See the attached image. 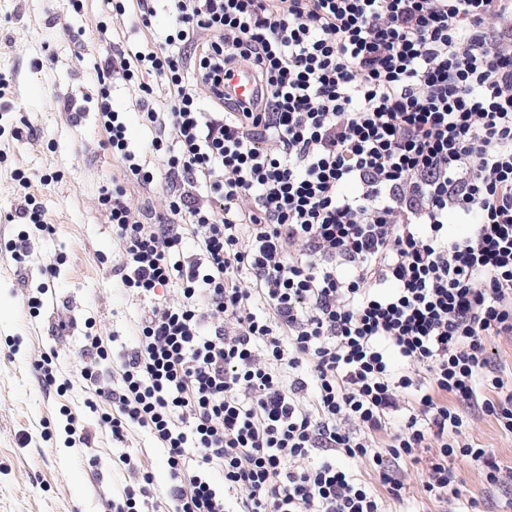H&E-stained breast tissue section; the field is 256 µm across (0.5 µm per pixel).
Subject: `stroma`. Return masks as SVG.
<instances>
[{"mask_svg": "<svg viewBox=\"0 0 512 512\" xmlns=\"http://www.w3.org/2000/svg\"><path fill=\"white\" fill-rule=\"evenodd\" d=\"M104 9L103 0H83L77 13L65 0H0V76L10 83L9 119L22 128L19 137H0V512H108L110 501L136 485L143 471L154 478L151 512L170 508L166 450L139 427L114 441L98 424L108 404L80 377L85 321H93L104 346L118 353L135 346L146 306L121 285L116 269L125 244L98 203L101 186L124 177L96 119V68L110 48L135 53L169 24L167 6L157 0L152 29L138 27L137 5L128 0L125 15L109 19L105 44L96 30ZM108 88L113 107L128 115L132 146L144 149L151 133L136 114L137 86L117 80ZM19 173L29 179L49 226L31 233L32 255L23 263L9 248L22 230L12 219L22 200ZM124 181L131 205L162 207L163 183ZM50 263L57 271L48 278ZM42 281L49 291L34 310L29 290ZM51 353L71 379L66 391L44 386L34 370ZM92 399L93 410L87 406ZM70 417L92 434L91 447H67L63 427ZM461 439L493 449L503 468L512 467V435L494 419H474ZM343 465L368 482L383 512H465L472 498L483 512H512V490L486 492L480 467L465 458L454 462L461 496L448 504L424 493L425 465L401 463L407 492L399 501L371 461Z\"/></svg>", "mask_w": 512, "mask_h": 512, "instance_id": "1", "label": "stroma"}]
</instances>
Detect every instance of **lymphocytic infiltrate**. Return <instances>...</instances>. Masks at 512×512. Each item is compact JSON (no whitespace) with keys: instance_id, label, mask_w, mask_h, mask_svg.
Here are the masks:
<instances>
[{"instance_id":"1","label":"lymphocytic infiltrate","mask_w":512,"mask_h":512,"mask_svg":"<svg viewBox=\"0 0 512 512\" xmlns=\"http://www.w3.org/2000/svg\"><path fill=\"white\" fill-rule=\"evenodd\" d=\"M167 10L158 42L96 69L99 84L137 86L166 161L145 165L104 94L113 157L169 186L151 216L120 182L98 198L125 243L121 282L149 302L118 385L99 367L101 337L85 334L94 361L80 376L111 403L113 439L138 426L165 448L172 512H224L230 491L242 512H381L337 456L370 460L399 500L397 466L423 448L436 500L459 457L487 489L511 484L493 449L457 435L473 410L512 433V390L488 349L512 335V0ZM240 64L263 88L248 107L224 96Z\"/></svg>"}]
</instances>
